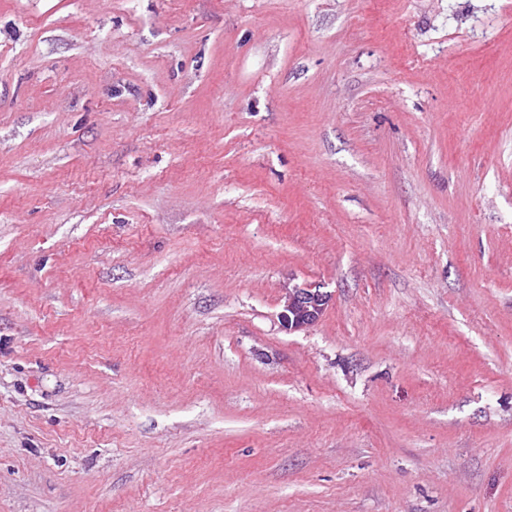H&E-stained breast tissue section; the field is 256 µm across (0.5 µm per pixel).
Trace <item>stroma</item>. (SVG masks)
I'll list each match as a JSON object with an SVG mask.
<instances>
[{
  "mask_svg": "<svg viewBox=\"0 0 512 512\" xmlns=\"http://www.w3.org/2000/svg\"><path fill=\"white\" fill-rule=\"evenodd\" d=\"M0 512H512V0H0ZM328 302L329 295L319 289L299 285L290 288L279 315L282 326L291 331L313 325L322 317Z\"/></svg>",
  "mask_w": 512,
  "mask_h": 512,
  "instance_id": "35a3bbf8",
  "label": "stroma"
}]
</instances>
